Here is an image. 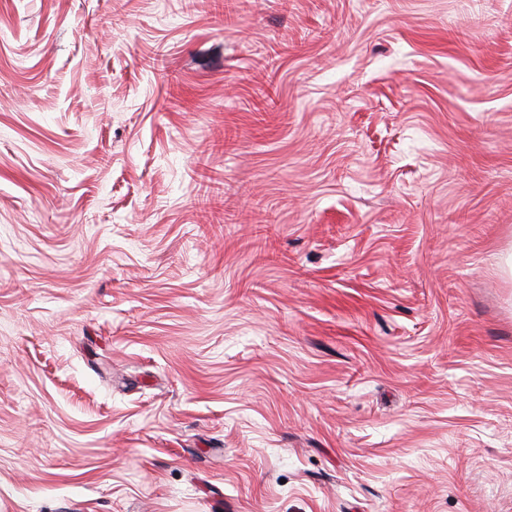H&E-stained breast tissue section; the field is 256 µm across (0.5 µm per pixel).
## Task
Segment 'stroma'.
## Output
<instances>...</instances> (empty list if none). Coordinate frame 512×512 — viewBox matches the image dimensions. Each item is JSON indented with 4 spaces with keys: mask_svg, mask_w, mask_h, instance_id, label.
<instances>
[{
    "mask_svg": "<svg viewBox=\"0 0 512 512\" xmlns=\"http://www.w3.org/2000/svg\"><path fill=\"white\" fill-rule=\"evenodd\" d=\"M512 0H0V512H512Z\"/></svg>",
    "mask_w": 512,
    "mask_h": 512,
    "instance_id": "stroma-1",
    "label": "stroma"
}]
</instances>
